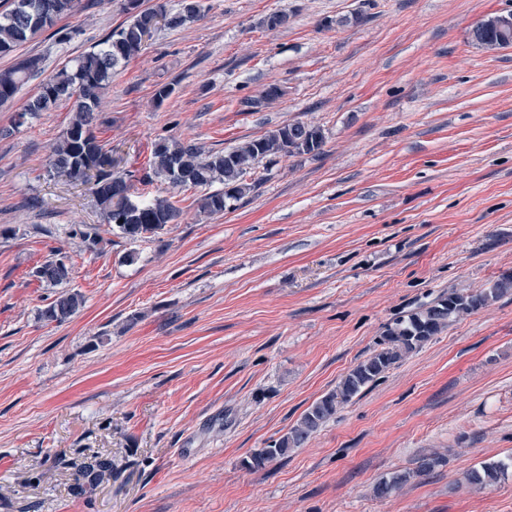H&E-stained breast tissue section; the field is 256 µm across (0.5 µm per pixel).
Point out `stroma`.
I'll return each mask as SVG.
<instances>
[{"mask_svg": "<svg viewBox=\"0 0 512 512\" xmlns=\"http://www.w3.org/2000/svg\"><path fill=\"white\" fill-rule=\"evenodd\" d=\"M121 3L79 0L0 69L34 56L50 77L124 21ZM206 3L118 68L93 125L135 199L179 209L158 235L113 234L88 186L48 175L70 103L18 122L34 79L0 106V512H512V472L464 482L512 456V294L394 365L288 458L242 465L396 318L512 273V47L468 38L512 0ZM277 11L287 26H262ZM272 84L283 95L263 100ZM297 120L322 129L321 154L259 163L221 215L150 167L164 138L221 153ZM50 259L84 297L61 323L41 319L58 290L32 275ZM429 452L446 465L373 496ZM95 453L112 474L74 497ZM512 469V456L508 461H494L490 463H482L479 468L470 470L466 476L467 484L475 487L486 488L494 486L508 469Z\"/></svg>", "mask_w": 512, "mask_h": 512, "instance_id": "obj_1", "label": "stroma"}]
</instances>
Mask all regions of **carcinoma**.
Segmentation results:
<instances>
[{
  "label": "carcinoma",
  "instance_id": "1",
  "mask_svg": "<svg viewBox=\"0 0 512 512\" xmlns=\"http://www.w3.org/2000/svg\"><path fill=\"white\" fill-rule=\"evenodd\" d=\"M75 0H12L11 8L0 13V55L14 52L37 33L52 27L63 15L73 11ZM202 0H180L179 8L169 9L159 3L152 9H138L136 0H127L130 14L118 30L85 54L68 60L44 80L38 93L24 105L20 117L37 116L61 101L72 103V118L65 133L52 145L50 176L69 182L91 185L94 201L105 223L130 240L155 235L178 216V209L168 199L151 201L133 199L132 185L114 171L116 160L97 141L92 132L94 113L101 105L105 90L112 84L117 68L138 55L147 38L160 27L177 29L201 16ZM41 72V60L27 57L14 66L0 70V104ZM325 145L318 127L303 122L285 124L267 134L246 141L222 154L206 155L194 143L164 139L155 144L151 165L155 174L175 187L206 188L216 183L223 188L200 200L201 209L210 215L229 210L250 185L244 176L260 161L283 154H317ZM34 275L52 286L67 283L71 268L61 259L39 266ZM512 290V274H505L489 287L470 294L452 292L422 305L386 327L370 357L356 364L344 376L336 390L315 401L299 422L286 434L243 461L249 469H263L302 447L312 434L336 416L337 410L352 401L362 390L376 382L406 355L420 349L458 318L476 312ZM84 303L77 292L60 293L40 311L42 319L61 323ZM446 459L432 453L420 456L411 469L393 473L377 481L373 494L379 499L392 495L413 478L430 474ZM512 457L483 463L470 470L467 484L486 488L495 485L508 469ZM112 474V458L95 455L81 464L72 492L81 496Z\"/></svg>",
  "mask_w": 512,
  "mask_h": 512
}]
</instances>
